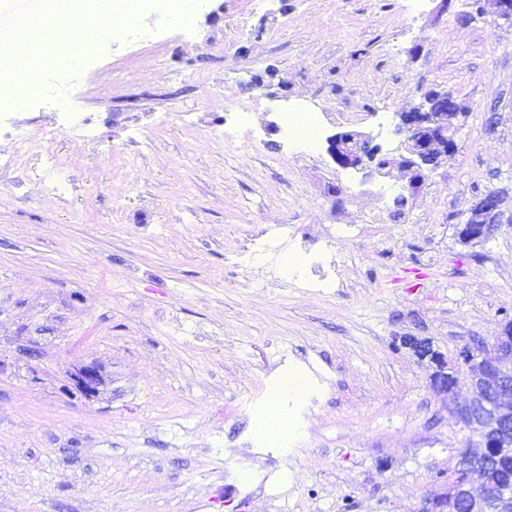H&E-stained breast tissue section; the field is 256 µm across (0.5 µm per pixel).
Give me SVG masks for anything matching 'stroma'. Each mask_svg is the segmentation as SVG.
Masks as SVG:
<instances>
[{
    "label": "stroma",
    "instance_id": "obj_1",
    "mask_svg": "<svg viewBox=\"0 0 512 512\" xmlns=\"http://www.w3.org/2000/svg\"><path fill=\"white\" fill-rule=\"evenodd\" d=\"M490 0H207L186 29L102 43L77 102L0 104L31 135L0 178V512H410L467 430L404 345L442 361L512 321V222L459 237L488 192L512 209V31ZM246 28H238L241 13ZM272 75L287 92L250 87ZM432 90L466 110L458 152L403 208L401 182L346 181L326 143L289 156L279 112L324 115L397 147L394 112ZM245 108L256 144L218 137ZM91 118L96 144L59 136L66 197L31 171L50 113ZM279 224L330 233L342 285L321 294L251 256ZM360 235L345 237L342 226ZM95 363L97 397L70 374ZM307 371L325 387L293 444L243 413L264 383Z\"/></svg>",
    "mask_w": 512,
    "mask_h": 512
}]
</instances>
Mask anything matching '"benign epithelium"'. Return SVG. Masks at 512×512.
Here are the masks:
<instances>
[{
    "mask_svg": "<svg viewBox=\"0 0 512 512\" xmlns=\"http://www.w3.org/2000/svg\"><path fill=\"white\" fill-rule=\"evenodd\" d=\"M464 109L448 91L426 94L408 109L394 113V133L407 138L391 157L373 144L374 136L357 130L339 131L327 139L328 153L341 168L364 171V177H387L397 169L403 173L404 189L421 191L428 174L448 163L458 151L457 133ZM504 196L486 194L465 221V241L488 240L504 216ZM403 343L421 359L440 365L433 379L435 392L448 400V412L470 432L465 448L456 453L448 476L434 480L438 489L424 497L412 512H448V504L461 503L465 512H512V487L503 489L494 502L486 495V472L495 447L512 445V322H507L489 343L463 348L456 365L445 368L430 342L406 336ZM470 384V395L456 394L460 378ZM74 385L93 397L103 383L99 368L85 365L72 373Z\"/></svg>",
    "mask_w": 512,
    "mask_h": 512,
    "instance_id": "benign-epithelium-1",
    "label": "benign epithelium"
}]
</instances>
